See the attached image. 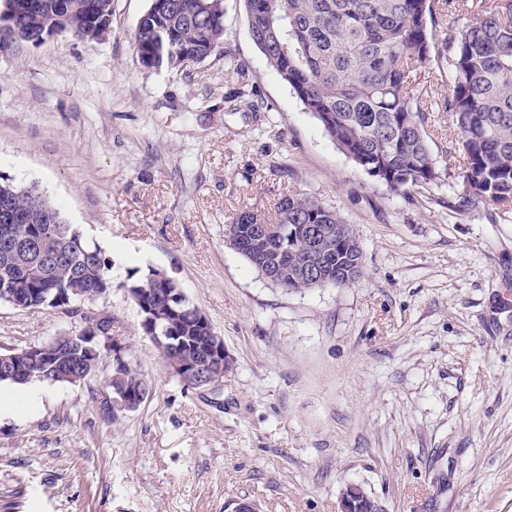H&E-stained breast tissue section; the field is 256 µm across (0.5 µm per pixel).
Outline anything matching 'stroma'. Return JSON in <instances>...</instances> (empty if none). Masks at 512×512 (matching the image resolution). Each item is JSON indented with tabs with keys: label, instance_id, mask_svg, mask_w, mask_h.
Segmentation results:
<instances>
[{
	"label": "stroma",
	"instance_id": "1",
	"mask_svg": "<svg viewBox=\"0 0 512 512\" xmlns=\"http://www.w3.org/2000/svg\"><path fill=\"white\" fill-rule=\"evenodd\" d=\"M149 0H112L96 41L0 52V175L33 185L112 258V316L151 391L100 407L111 358L0 421V512H337L347 485L386 512H512V212L461 204L453 67L425 65L439 177L389 191L345 156L224 0L223 51L180 70L133 53ZM300 195L356 235L360 278L272 285L226 242L243 211ZM157 270L235 362L192 390L140 331L130 278ZM0 302V352L78 329Z\"/></svg>",
	"mask_w": 512,
	"mask_h": 512
}]
</instances>
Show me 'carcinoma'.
<instances>
[{
    "instance_id": "cac0c4a2",
    "label": "carcinoma",
    "mask_w": 512,
    "mask_h": 512,
    "mask_svg": "<svg viewBox=\"0 0 512 512\" xmlns=\"http://www.w3.org/2000/svg\"><path fill=\"white\" fill-rule=\"evenodd\" d=\"M73 5L69 33L97 40L99 33L82 9L95 0H48ZM168 11H145L136 27L133 51L138 62L178 70L221 52L223 0H165ZM252 39L304 109L321 124L338 148L369 176L398 192L439 178L425 124L432 103L419 89L421 68L431 54L451 56L453 73L444 108L461 133L464 155L462 201L512 206V0H474L473 18L464 30L436 29L435 15L448 0H243ZM52 20L47 11L19 17L30 32ZM10 186L14 242L0 240V291L43 307V288L51 284L67 298L68 311L112 289L111 261L102 248L81 240L71 249L78 228L35 188ZM283 225L282 234L259 241L256 224ZM336 211L307 197H287L275 220L240 213L226 225L230 246L272 284L287 290L344 286L362 272L357 238L342 239ZM322 277L306 276L311 260ZM154 270L131 284L138 290L143 335L179 336L183 346L156 343L162 359L176 354L185 363L200 361L213 330L190 303L178 296L177 281L157 279ZM52 359H32L33 377L80 384L96 372L64 345L50 348ZM120 386L135 397L150 390L146 378L127 360L112 363L108 387Z\"/></svg>"
}]
</instances>
